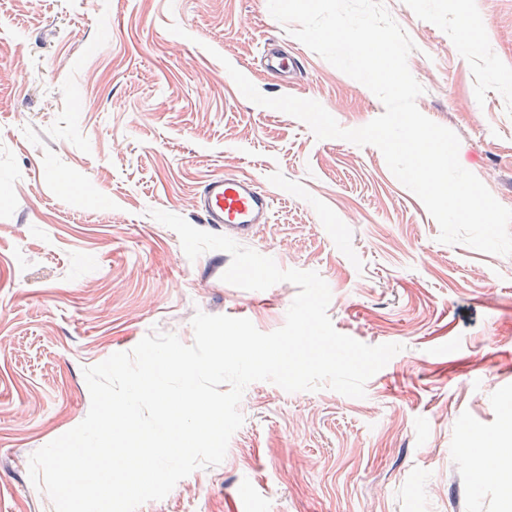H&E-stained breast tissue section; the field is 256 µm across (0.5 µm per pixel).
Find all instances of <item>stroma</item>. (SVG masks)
Segmentation results:
<instances>
[{
  "label": "stroma",
  "instance_id": "obj_1",
  "mask_svg": "<svg viewBox=\"0 0 512 512\" xmlns=\"http://www.w3.org/2000/svg\"><path fill=\"white\" fill-rule=\"evenodd\" d=\"M383 2L415 44L418 109L512 208V0ZM270 42L295 79L261 71ZM232 67L345 129L384 111L268 0H0V512H53L29 458L86 417L84 368L154 330L192 344L199 311L284 325L295 285L227 284V252L189 260L150 215L201 227L195 198L227 174L274 199L248 247L318 272L336 331L402 350L361 399L251 383L224 460L137 512H503L512 485L475 478L467 435L512 425V256L438 242L377 147L316 139Z\"/></svg>",
  "mask_w": 512,
  "mask_h": 512
}]
</instances>
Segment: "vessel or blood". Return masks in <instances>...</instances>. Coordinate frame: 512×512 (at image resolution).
I'll return each mask as SVG.
<instances>
[{
  "mask_svg": "<svg viewBox=\"0 0 512 512\" xmlns=\"http://www.w3.org/2000/svg\"><path fill=\"white\" fill-rule=\"evenodd\" d=\"M270 210L269 194L251 178L227 175L208 180L202 188L203 222L239 240L253 237L268 222Z\"/></svg>",
  "mask_w": 512,
  "mask_h": 512,
  "instance_id": "obj_1",
  "label": "vessel or blood"
}]
</instances>
